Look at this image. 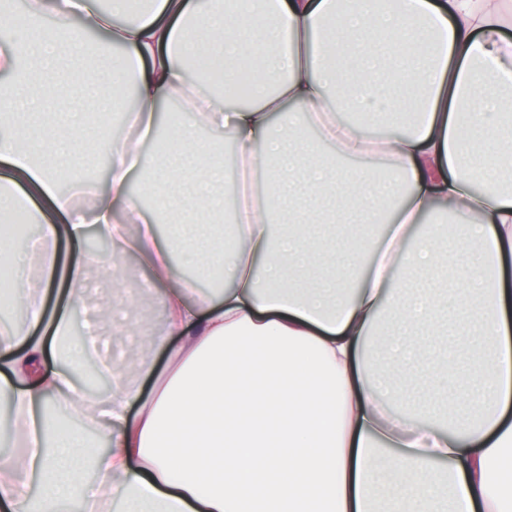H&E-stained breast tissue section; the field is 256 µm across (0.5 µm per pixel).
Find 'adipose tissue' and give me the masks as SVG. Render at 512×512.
Instances as JSON below:
<instances>
[{
  "label": "adipose tissue",
  "mask_w": 512,
  "mask_h": 512,
  "mask_svg": "<svg viewBox=\"0 0 512 512\" xmlns=\"http://www.w3.org/2000/svg\"><path fill=\"white\" fill-rule=\"evenodd\" d=\"M143 4L131 23L127 0L107 13L98 0H31L24 25L0 10V162L12 168L0 217L17 203L39 226L0 297L25 317L0 329L17 449L0 461V512H70L92 488L122 512H512V39L499 0ZM201 44L227 73L254 69L250 102L221 103L189 78ZM89 55L102 83L132 90L136 137L109 138L93 118L108 100L62 77L66 60ZM168 101L184 117L147 174L148 209L131 174ZM379 102L399 130L377 138L368 109ZM308 125L335 144L333 168L305 143ZM199 126L232 136L231 168L194 136ZM79 145L109 158L89 208L69 178ZM352 212L356 276L299 292L303 267L330 261L309 249L313 227ZM213 219L240 245L201 235ZM369 224L383 225L381 246ZM91 226L149 269L162 333L178 343L150 392L115 364L107 397L83 404L69 370L46 368L71 325L46 316L45 299L59 285L68 307L84 303V264L62 247ZM451 235L475 241L483 261L442 256ZM177 252L227 287L199 296L176 274ZM420 269L447 272L460 307L439 375L473 385L449 396L444 425L413 415L410 385L377 382L369 354L384 321L391 362L432 359L436 303L430 289L408 291ZM73 418L105 426L111 448L89 454Z\"/></svg>",
  "instance_id": "obj_1"
}]
</instances>
